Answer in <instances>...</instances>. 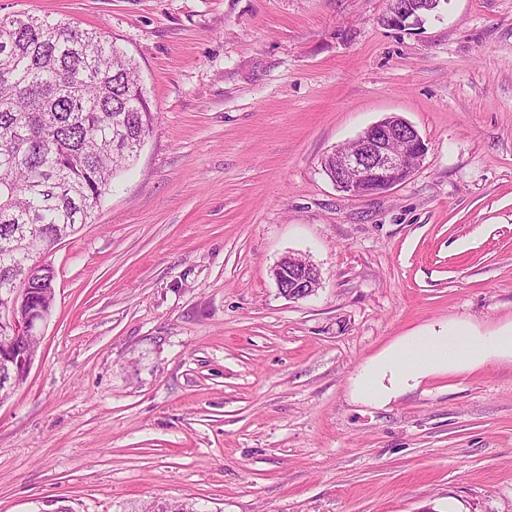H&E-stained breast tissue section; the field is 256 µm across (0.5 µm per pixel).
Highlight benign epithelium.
Segmentation results:
<instances>
[{
  "label": "benign epithelium",
  "mask_w": 512,
  "mask_h": 512,
  "mask_svg": "<svg viewBox=\"0 0 512 512\" xmlns=\"http://www.w3.org/2000/svg\"><path fill=\"white\" fill-rule=\"evenodd\" d=\"M441 0H389L384 23L403 30L411 23L435 12ZM359 149L345 152L334 148L322 159V166L335 186L353 197L383 194L401 183V178L413 173L422 164L427 146L418 131L399 115L391 114L366 127L356 138ZM280 294L288 299H303L313 295L321 285V272L311 262L300 257H283L273 269ZM11 312L0 318L9 326L10 339L22 341L41 336L47 322L43 316L23 309L27 289L15 288ZM36 353L22 346L0 361L4 377H0V404L26 380Z\"/></svg>",
  "instance_id": "benign-epithelium-1"
}]
</instances>
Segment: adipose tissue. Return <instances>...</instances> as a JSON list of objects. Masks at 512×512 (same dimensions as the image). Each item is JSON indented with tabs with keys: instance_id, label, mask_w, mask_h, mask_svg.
Instances as JSON below:
<instances>
[{
	"instance_id": "ef3b65f1",
	"label": "adipose tissue",
	"mask_w": 512,
	"mask_h": 512,
	"mask_svg": "<svg viewBox=\"0 0 512 512\" xmlns=\"http://www.w3.org/2000/svg\"><path fill=\"white\" fill-rule=\"evenodd\" d=\"M504 358L512 359V325L492 336L476 335L463 323L444 325L402 337L356 372L352 389L366 404L384 406L431 375L469 371Z\"/></svg>"
}]
</instances>
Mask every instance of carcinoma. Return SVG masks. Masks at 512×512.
<instances>
[{
    "mask_svg": "<svg viewBox=\"0 0 512 512\" xmlns=\"http://www.w3.org/2000/svg\"><path fill=\"white\" fill-rule=\"evenodd\" d=\"M153 120L135 61L109 36L0 15V315L18 286L50 312L56 272L35 255L91 222Z\"/></svg>",
    "mask_w": 512,
    "mask_h": 512,
    "instance_id": "obj_1",
    "label": "carcinoma"
}]
</instances>
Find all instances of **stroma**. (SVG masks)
<instances>
[{"mask_svg":"<svg viewBox=\"0 0 512 512\" xmlns=\"http://www.w3.org/2000/svg\"><path fill=\"white\" fill-rule=\"evenodd\" d=\"M0 0L109 35L156 120L92 223L44 256L55 302L0 405V512H512V361L378 407L400 337L512 324V0ZM395 113L427 145L386 193L321 160ZM293 254L314 295L272 276ZM441 1L389 0V8L383 21L390 28L403 30L414 22H421L424 15L435 12L439 8ZM273 277L280 294L288 299L309 297L321 285L320 270L310 261L292 255L278 262L273 269Z\"/></svg>","mask_w":512,"mask_h":512,"instance_id":"stroma-1","label":"stroma"}]
</instances>
